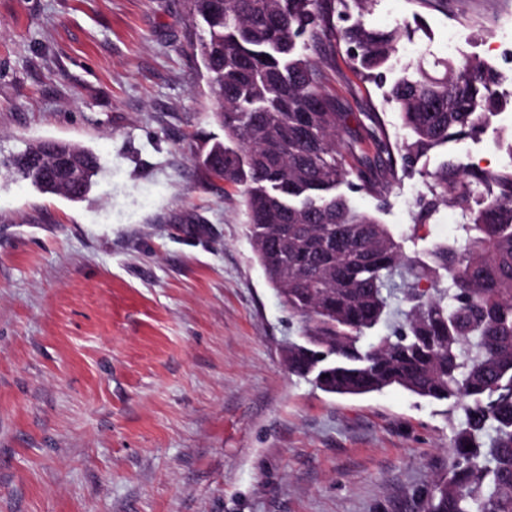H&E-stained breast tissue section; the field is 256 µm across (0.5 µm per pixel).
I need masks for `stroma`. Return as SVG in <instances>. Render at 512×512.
Listing matches in <instances>:
<instances>
[{"mask_svg":"<svg viewBox=\"0 0 512 512\" xmlns=\"http://www.w3.org/2000/svg\"><path fill=\"white\" fill-rule=\"evenodd\" d=\"M401 33L380 81L343 41L310 56L342 111L377 113L410 62L500 66V114L413 158L362 210L427 259L461 236L424 172L507 162L512 0H368ZM187 0H0V160L38 140L100 158L82 201L0 174V512H419L448 469L455 417L392 387L316 389L288 369L298 335L256 260L244 199L196 163L223 137L189 45Z\"/></svg>","mask_w":512,"mask_h":512,"instance_id":"35a3bbf8","label":"stroma"}]
</instances>
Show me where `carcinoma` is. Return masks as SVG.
Here are the masks:
<instances>
[{"mask_svg": "<svg viewBox=\"0 0 512 512\" xmlns=\"http://www.w3.org/2000/svg\"><path fill=\"white\" fill-rule=\"evenodd\" d=\"M367 0H189L202 33L200 58L224 131L197 153L211 177L241 190L254 255L281 305L301 323L288 368L320 390L359 396L400 387L452 400L462 416L449 448L448 477L423 512H512V162L473 171L449 159L424 173L428 203L462 209L464 236L438 244L429 261L406 257L372 213L341 185L381 196L403 165L451 139L483 132L502 105L499 73L469 60L441 77L421 64L388 95L406 136L391 140L375 112L369 124L340 111L305 54L326 39L353 51L368 79H383L399 32L366 27ZM356 9L338 29L336 5ZM61 155L86 177L63 186ZM44 194L82 200L100 169L94 152L42 141L0 162ZM497 193L473 209L476 189ZM402 305L385 335L368 337ZM472 449H466V446Z\"/></svg>", "mask_w": 512, "mask_h": 512, "instance_id": "obj_1", "label": "carcinoma"}]
</instances>
